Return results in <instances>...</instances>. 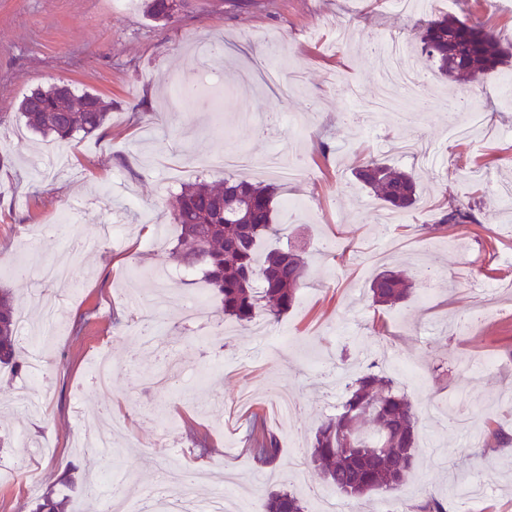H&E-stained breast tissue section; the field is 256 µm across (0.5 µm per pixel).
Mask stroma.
I'll return each mask as SVG.
<instances>
[{
  "mask_svg": "<svg viewBox=\"0 0 512 512\" xmlns=\"http://www.w3.org/2000/svg\"><path fill=\"white\" fill-rule=\"evenodd\" d=\"M454 15L485 22L512 45V0H456ZM419 16L389 10L386 0H177L168 21L143 6L123 11L114 0H0V289H14L28 309V349L41 329L30 308L39 278L6 275L17 259L32 268L66 255L69 290L63 323L44 348L45 378L35 404L17 394L32 379L0 370V512H30L32 499L15 463L44 479V491L67 512H98L86 503V479L101 496L122 487L138 512H154L157 477L171 469L199 473L190 492L198 506L223 498L224 512H264L267 495L291 474L290 490L306 512H382V497L350 506L332 494L309 462L320 422L338 411L367 367L392 378L424 414L420 461L390 498L394 512H416L428 497L452 512H512V407L501 396L500 362L512 359V210L484 185L485 174L512 182V138L449 139L452 83L424 70L425 109L404 102L373 107L382 61L374 42L419 41ZM222 46L221 57L206 46ZM207 76L211 89L181 98L177 88ZM98 94L109 103L105 126L65 143L28 130L19 104L36 88L57 84ZM493 126L512 125V100L497 77L469 89ZM424 134L442 160L421 183L414 207L383 223L386 205L352 170L372 157L399 170L421 171L394 140ZM239 147L256 157L306 160L305 180L277 182V246L302 249L309 285L297 306L256 340L251 326L218 313L219 331L205 338L187 325L180 297L205 288L203 278L163 292L160 341L144 346L130 330L140 305L130 288L155 289L154 271L174 266L178 229L171 203L180 166ZM423 171V170H422ZM471 204L474 223L436 227L442 207ZM66 216L67 240L27 243L48 218ZM123 227L124 241H100L97 225ZM164 231L158 251L145 239ZM404 271L413 294L393 306L369 294L384 268ZM497 285L499 299L477 321L467 280ZM115 363L112 383L92 381L99 351ZM484 365L467 370L470 359ZM288 387L299 414L286 421L274 391ZM280 439L275 464L260 468L247 451L253 412ZM125 419L110 455L85 444L100 419ZM71 482H63L62 472ZM477 473L475 499L455 489Z\"/></svg>",
  "mask_w": 512,
  "mask_h": 512,
  "instance_id": "obj_1",
  "label": "stroma"
}]
</instances>
